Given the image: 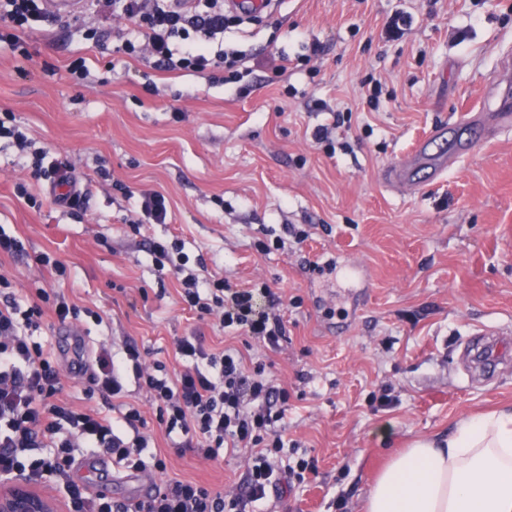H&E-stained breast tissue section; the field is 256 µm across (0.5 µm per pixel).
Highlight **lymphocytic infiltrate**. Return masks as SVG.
Here are the masks:
<instances>
[{
	"instance_id": "lymphocytic-infiltrate-1",
	"label": "lymphocytic infiltrate",
	"mask_w": 512,
	"mask_h": 512,
	"mask_svg": "<svg viewBox=\"0 0 512 512\" xmlns=\"http://www.w3.org/2000/svg\"><path fill=\"white\" fill-rule=\"evenodd\" d=\"M89 6L100 19L130 20L131 28L119 33L125 53L151 60L156 69L202 71L213 65L230 72L237 64V50L211 49L226 29L217 0H89ZM54 20L44 0H0V22H9L17 32ZM2 138L31 151V180H49L62 172L50 152L34 147L19 126L0 121ZM151 252L158 269L179 280L182 303L199 315L218 316L224 327L263 347L276 350L286 340V298L269 284L240 290L207 270L189 269V258L178 245L157 243ZM48 311L62 324L79 313L60 292L46 309L22 308L10 295L0 301V478L20 476L37 484L61 485L69 512H260L274 473L292 485L304 482L309 461H283L286 441L281 423L287 390L274 384L263 364L246 366L237 352H215L201 337L182 336L175 345L184 365L172 376L144 365L135 346H128L119 360L100 348L90 391L106 402L121 397L123 373L132 369L175 448L190 449L209 461L222 457L228 448L255 449L243 488L228 499L196 482L174 480L130 504L91 494L71 475L77 449L109 454L113 466L131 471L150 465L162 472L166 462L161 454L148 451L151 437L139 407L126 405L119 417L110 418L92 409H74L63 399L69 378L33 336Z\"/></svg>"
}]
</instances>
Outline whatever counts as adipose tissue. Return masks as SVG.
<instances>
[{"label": "adipose tissue", "instance_id": "ef3b65f1", "mask_svg": "<svg viewBox=\"0 0 512 512\" xmlns=\"http://www.w3.org/2000/svg\"><path fill=\"white\" fill-rule=\"evenodd\" d=\"M365 512H512V406L416 439L371 485Z\"/></svg>", "mask_w": 512, "mask_h": 512}]
</instances>
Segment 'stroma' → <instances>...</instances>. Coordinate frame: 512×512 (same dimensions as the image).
<instances>
[{
	"label": "stroma",
	"mask_w": 512,
	"mask_h": 512,
	"mask_svg": "<svg viewBox=\"0 0 512 512\" xmlns=\"http://www.w3.org/2000/svg\"><path fill=\"white\" fill-rule=\"evenodd\" d=\"M399 12L411 27L386 39ZM95 23L85 13L34 26L21 49L0 42V117L49 147L84 193L74 208L43 184L20 197L30 156L0 140V232L26 247L0 257V275L22 306L62 288L89 361L98 347L119 357L132 344L171 373L175 338L199 336L265 364L291 394L285 437L317 472L270 491L262 512H363L388 449L512 405V370L475 384L458 364L474 330H512V132L476 139L465 160L418 187L381 177L436 124L486 106L512 55V0H280L274 20L226 29L225 46L242 56L231 81L220 69L163 72L131 59L109 23L92 44L84 32ZM313 41L322 51L311 58ZM81 61L85 81L70 73ZM371 78L382 86L375 104ZM338 115L332 146L316 143L314 129ZM98 166L110 179L94 176ZM153 190L168 200L167 220L133 231L140 195ZM291 224L309 239L296 244ZM176 239L190 263L235 287L265 282L286 295L288 342L246 345L182 304L178 280L148 251ZM44 253L65 264L64 281L41 267ZM336 260L369 272L358 307L325 270ZM385 384L395 401L374 409ZM124 400L144 412L165 471L113 469L109 456L80 452L76 478L122 503L170 479L242 483L254 449L201 460L172 447L134 377Z\"/></svg>",
	"instance_id": "stroma-1"
}]
</instances>
